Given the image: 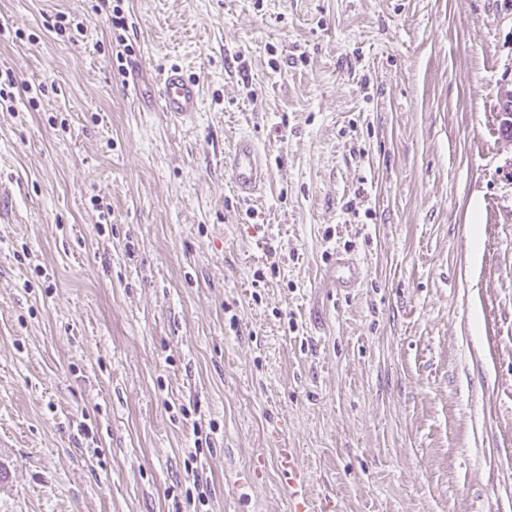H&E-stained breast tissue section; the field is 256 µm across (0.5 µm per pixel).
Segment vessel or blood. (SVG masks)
I'll use <instances>...</instances> for the list:
<instances>
[{"label":"vessel or blood","instance_id":"vessel-or-blood-1","mask_svg":"<svg viewBox=\"0 0 512 512\" xmlns=\"http://www.w3.org/2000/svg\"><path fill=\"white\" fill-rule=\"evenodd\" d=\"M125 90L146 112L159 110L176 122L193 120L199 110L200 92L196 82L181 69L171 67L162 71L156 89H148L145 69L139 60H130L125 75ZM235 193L245 201L255 199L263 190L267 172L262 155L250 136H241L226 162ZM361 278L359 265L350 258L337 261L336 285L356 287ZM278 465L288 484L289 512H313L306 469L297 460L294 449L283 448L278 453Z\"/></svg>","mask_w":512,"mask_h":512}]
</instances>
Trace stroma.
Segmentation results:
<instances>
[{"label": "stroma", "mask_w": 512, "mask_h": 512, "mask_svg": "<svg viewBox=\"0 0 512 512\" xmlns=\"http://www.w3.org/2000/svg\"><path fill=\"white\" fill-rule=\"evenodd\" d=\"M4 69L0 512H512V0H0ZM124 80L126 92L143 111L158 109L171 120L181 123L193 120L199 111V87L179 68L170 67L161 72L157 94L147 88L145 69L138 59L128 62ZM225 165L233 189L242 200H253L263 190L266 168L255 141L249 135H243L235 142ZM336 268V288H355L358 285L361 269L353 259H338ZM278 465L288 484V507L290 512H312V497L306 469L297 461L292 448H281Z\"/></svg>", "instance_id": "35a3bbf8"}]
</instances>
